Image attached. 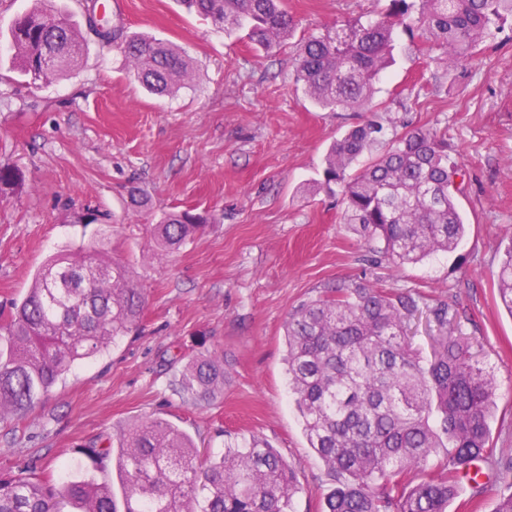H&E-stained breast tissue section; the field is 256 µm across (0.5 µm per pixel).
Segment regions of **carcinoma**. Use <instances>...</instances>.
<instances>
[{
	"instance_id": "obj_1",
	"label": "carcinoma",
	"mask_w": 512,
	"mask_h": 512,
	"mask_svg": "<svg viewBox=\"0 0 512 512\" xmlns=\"http://www.w3.org/2000/svg\"><path fill=\"white\" fill-rule=\"evenodd\" d=\"M230 33L269 49L292 35L282 0H183ZM512 18V0H389L371 21L344 20L297 47L296 82L322 110L378 112L375 83L394 61L397 33L412 36L437 68H463ZM14 61L32 84L72 69L83 40L49 0H36L11 30ZM119 49L149 92L186 84L190 62L172 45L129 38ZM468 170L448 155L445 135L429 127L387 134L371 119L337 137L314 190L336 195L339 223L381 244L395 267L454 251L467 224L455 203ZM206 223L191 209L167 211L152 225L161 251L179 248ZM497 296L512 314V244L496 273ZM142 292L128 271L96 248L47 260L23 300L0 320V409L27 412L80 362L137 331ZM419 311L410 295L376 283H339L293 310L286 323L289 390L310 448L335 481L324 512H449L473 461L495 465L505 489L493 512H512V459L496 456L490 421L498 397L474 340L448 331L428 359L417 354L406 322ZM179 384L200 397L224 387V363L198 352ZM94 470L113 467L122 500L93 475L53 481L29 469L0 473V512H292L301 492L280 452L258 438L230 436L200 457L192 440L162 419L140 420L109 446L78 449Z\"/></svg>"
}]
</instances>
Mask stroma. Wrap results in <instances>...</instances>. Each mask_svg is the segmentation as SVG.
<instances>
[{"instance_id": "1", "label": "stroma", "mask_w": 512, "mask_h": 512, "mask_svg": "<svg viewBox=\"0 0 512 512\" xmlns=\"http://www.w3.org/2000/svg\"><path fill=\"white\" fill-rule=\"evenodd\" d=\"M105 4L120 35L176 45L192 79L172 95L146 92L116 43L95 35L94 0H55L84 51L66 76L33 85L12 65L10 37L33 0H0V168L22 177L0 193V313L22 300L46 260L96 245L140 288V330L78 365L32 410L0 417V471L74 476L85 468L75 448L108 445L159 418L202 450L223 449L229 433L268 442L297 475L293 512H322L334 483L288 390L285 322L344 281L418 298L407 333L424 357L436 334L430 310L447 305L499 384L492 445L512 457V314L498 305L494 278L512 243V20L466 70L438 77L401 38L396 64L376 84L384 125L436 128L470 172L456 196L466 238L453 253L396 268L340 223L336 198L312 190L329 144L364 113L323 111L295 82L302 38L340 19H374L388 0H285L296 28L271 49L180 0ZM133 192L156 215H206L204 231L161 255L151 224L129 206ZM204 350L224 362L223 391L177 393L188 356Z\"/></svg>"}]
</instances>
